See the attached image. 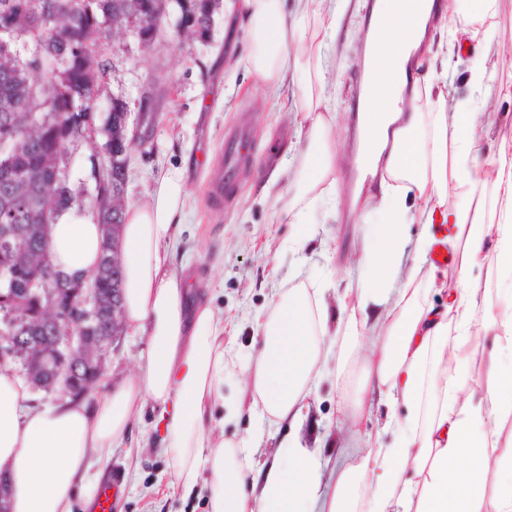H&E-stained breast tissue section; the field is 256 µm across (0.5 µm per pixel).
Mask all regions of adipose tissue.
I'll use <instances>...</instances> for the list:
<instances>
[{
  "instance_id": "adipose-tissue-1",
  "label": "adipose tissue",
  "mask_w": 512,
  "mask_h": 512,
  "mask_svg": "<svg viewBox=\"0 0 512 512\" xmlns=\"http://www.w3.org/2000/svg\"><path fill=\"white\" fill-rule=\"evenodd\" d=\"M366 36L358 117L364 145L356 164L374 182L362 208L363 251L354 287L356 317L338 333L349 351L366 348L367 375L351 407L363 417L367 395L402 402L408 414L393 446L362 447L350 437L332 473L297 436H283L271 461L254 468L245 439L212 438L211 402L224 393L236 363L224 351V319L191 304L189 283L172 259L182 232L186 183L161 174L149 196L128 206L121 229L126 328L151 349L136 373L104 385L93 402L34 403L22 379L0 369V474L11 512H72L93 498L114 448L123 445L136 411L151 404L166 419L162 444L174 470L172 492L190 493L199 468L211 476V512H512V284L490 301L469 277L495 253L499 279L512 281V151L480 160L482 128L473 105L448 108L431 76L405 82L406 66L429 27L451 23L454 38H475L496 0H380ZM252 49L249 69L267 86L297 84L305 136L293 194L277 212L293 243L310 234L321 197L335 199L339 162L336 113L325 91L326 51L336 39V0H241ZM493 189L500 220L486 219ZM417 210L422 231L404 263L406 226ZM447 224L457 255L452 301L423 303L413 282L435 244L432 225ZM97 221L62 210L51 227L52 259L64 273H92L102 252ZM322 289H285L258 322L261 346L245 378L249 409L275 424L299 422L329 352ZM480 326L492 345L474 339ZM483 356L491 383L468 385L467 368ZM452 360L454 373L441 371Z\"/></svg>"
}]
</instances>
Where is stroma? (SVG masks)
I'll list each match as a JSON object with an SVG mask.
<instances>
[{"instance_id": "stroma-1", "label": "stroma", "mask_w": 512, "mask_h": 512, "mask_svg": "<svg viewBox=\"0 0 512 512\" xmlns=\"http://www.w3.org/2000/svg\"><path fill=\"white\" fill-rule=\"evenodd\" d=\"M371 0H337L339 29L329 52L336 76L328 86L336 100L334 136L339 152H354V101L358 93L356 61L364 52L363 32L368 28ZM177 14H170L165 31L151 46L123 30L110 33L103 56L111 69L97 103L107 115L113 98H122L130 110V127L138 128L144 143H133L129 152L126 201L146 200L160 172H185L189 196L184 208L181 242L173 258L177 271L205 296L224 318V348L235 356L238 367H250L260 347L255 317L269 306L277 289L302 285L325 286L328 325L348 320L339 298L357 277L362 230L350 213L348 186L351 167L338 174L339 207L318 204L312 212V231L300 251L285 246L288 225L279 223L277 209L288 193L280 180L269 195L260 187L280 163L296 168L305 149L291 108L299 101L294 83L268 88L246 67L252 37L239 11V0H222L214 15L209 37L199 40L176 35ZM497 66L489 92L474 96L469 69L476 42L447 53V28L431 29L429 48L421 54L420 71L435 72L448 105L477 99L480 120L487 132L482 140L484 156L497 154L502 145L512 146V0H497V12L483 24ZM155 105L153 119L140 120L145 100ZM252 133L250 163L237 177L231 204L217 210L210 206L206 184L211 168L235 130ZM149 349L144 336L123 333L109 350L105 374L118 382L133 373ZM352 360L348 373L330 370L316 387L304 421L293 432L315 449L327 465H335L337 447L350 424L339 410L351 397L352 380L359 368ZM242 403L240 414L224 427L228 438L252 437L256 441L254 464L270 459L284 433L281 426L261 421L247 409L250 396L237 378H227L223 401L212 407L214 417L228 412L230 403ZM403 404L371 402L359 429L371 439L391 446L397 435L388 430L389 418H404ZM160 411L145 408L135 414L126 447L114 449L110 463L111 512H210L207 488L210 474L200 470L190 495L166 496L175 475L160 446Z\"/></svg>"}]
</instances>
